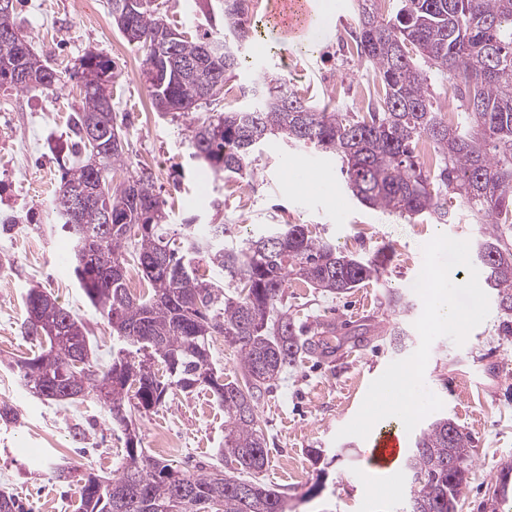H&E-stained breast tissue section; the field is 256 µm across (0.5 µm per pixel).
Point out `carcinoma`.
<instances>
[{
    "label": "carcinoma",
    "instance_id": "cac0c4a2",
    "mask_svg": "<svg viewBox=\"0 0 512 512\" xmlns=\"http://www.w3.org/2000/svg\"><path fill=\"white\" fill-rule=\"evenodd\" d=\"M246 0H224V27L191 40L157 16V8L136 11L142 35L135 46L150 54L159 33L175 32L174 53L186 62L165 77L142 70L152 105L166 100V111L192 116L211 102L191 101L190 94L211 83L215 62L201 57L203 44L224 46L254 41ZM379 0H356V54L373 69L380 87L368 111L345 112L313 104L288 90L287 82L266 75L248 90L254 103L193 116L190 143L194 155L216 174L243 176L253 152L271 136L311 145L336 155L348 189L373 209L432 216L446 224L448 202L459 197L482 224L472 258L496 294L500 333L512 335V0H394L383 14ZM21 35L0 30V86L21 93L48 90L61 72L31 50L20 52ZM94 71L96 85L84 81ZM448 76L464 118L448 123L431 76ZM81 105L68 125L74 137L70 164L62 167L54 198L75 179L86 178L84 163L94 146L90 127L111 128L112 87L119 73L112 60L89 52L80 59ZM99 171L112 208V233L100 237L103 214L94 204L71 214L54 206L61 229L73 244V274L88 302L112 326L116 345L105 367L92 360L82 321L40 288L28 290L25 310H40L45 326L23 334L40 347L19 365L24 386L51 399L45 384L82 388L107 409L126 436L125 463L112 478L61 465L59 483L79 489L78 512H292L288 494L253 478L267 463L266 439L258 401L289 368L313 352L312 340L283 304L288 281L341 295L379 281L385 260L346 254L304 224H282L243 246L213 241L215 225L201 238L194 224H167L150 177L141 174L113 185L125 164L123 142L100 153ZM147 229H142V226ZM97 249L106 261L123 268L107 283L106 270L91 274L85 252ZM224 273L220 286L199 275L201 258ZM149 285L135 295L128 287V266ZM222 336L240 356L243 381H224L213 368L209 337ZM161 353L167 379L154 371ZM209 389L224 407V457L240 470L215 469L182 477L191 496L178 503L175 486L164 478L174 470L147 449L131 445L137 420L165 404L173 390ZM472 435L453 419L438 417L424 428L404 465L416 512H459L474 469ZM140 487L139 500L119 503L115 491L128 483Z\"/></svg>",
    "mask_w": 512,
    "mask_h": 512
}]
</instances>
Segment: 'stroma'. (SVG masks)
Wrapping results in <instances>:
<instances>
[{"instance_id":"stroma-1","label":"stroma","mask_w":512,"mask_h":512,"mask_svg":"<svg viewBox=\"0 0 512 512\" xmlns=\"http://www.w3.org/2000/svg\"><path fill=\"white\" fill-rule=\"evenodd\" d=\"M316 2L324 20L319 44L296 54L284 40H263L227 81V100L244 104L242 88L273 74L309 101L366 110L372 72L346 45L356 27L353 0ZM158 3L168 23L195 35L223 7L221 0ZM16 22L33 52L63 78L43 94L0 88V223L15 224L10 232L0 231V402L21 414L18 423H0V490L13 493L27 512H76L78 488L56 481L55 463L65 459L109 477L125 458V437L94 396L42 401L23 386L16 367L36 349L21 332L24 297L32 287L50 291L81 319L94 361L104 365L110 359L112 328L78 287L72 244L51 206L71 149L67 118L81 99L77 81L67 73L94 52L111 59L120 75L112 115L126 134V166L114 180L150 175L168 223L226 224L237 244L280 224H304L346 253L370 258L388 252L381 281L345 295L289 282L290 312L296 323L321 330L322 344L259 402L268 462L258 478L294 495L295 512H403L407 485L390 494L385 484L365 476L364 439L339 431L358 413L370 383L417 349L414 323L423 304L413 284L423 265L422 247L439 233L477 243L481 227L467 208L455 203L454 220L441 224L366 207L347 189L336 157L280 138L255 151L244 178L214 175L193 154L189 118L152 107L141 76L145 54L123 38L107 0H21ZM305 156L323 168L319 183L290 178V168ZM393 289L410 297V312L389 306ZM500 321L494 306L463 345L436 339L425 370L427 387L444 402L443 414L474 440L475 468L459 512H483L493 473L512 461V336L501 335ZM395 327L405 332L398 349L389 337ZM77 423L86 430L81 441L72 438ZM137 432L151 455L186 473L225 465L224 409L208 390L173 391L163 407L138 419ZM313 448L321 449L320 462L312 461Z\"/></svg>"}]
</instances>
